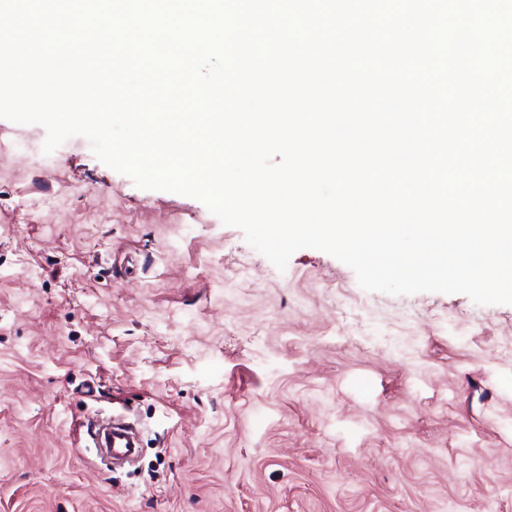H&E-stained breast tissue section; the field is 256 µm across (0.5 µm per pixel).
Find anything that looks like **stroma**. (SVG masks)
<instances>
[{
  "mask_svg": "<svg viewBox=\"0 0 512 512\" xmlns=\"http://www.w3.org/2000/svg\"><path fill=\"white\" fill-rule=\"evenodd\" d=\"M45 138L0 119V512H512V305L278 271ZM121 406L138 466L96 468L80 422Z\"/></svg>",
  "mask_w": 512,
  "mask_h": 512,
  "instance_id": "stroma-1",
  "label": "stroma"
}]
</instances>
